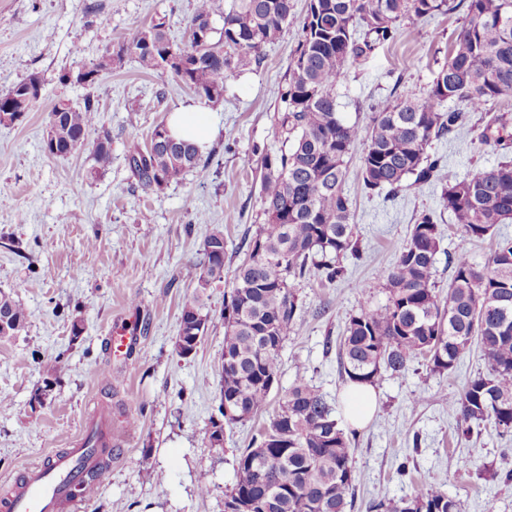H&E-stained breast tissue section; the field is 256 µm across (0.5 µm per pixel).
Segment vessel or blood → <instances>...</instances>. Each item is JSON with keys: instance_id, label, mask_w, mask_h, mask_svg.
<instances>
[{"instance_id": "b4317fda", "label": "vessel or blood", "mask_w": 512, "mask_h": 512, "mask_svg": "<svg viewBox=\"0 0 512 512\" xmlns=\"http://www.w3.org/2000/svg\"><path fill=\"white\" fill-rule=\"evenodd\" d=\"M100 449L86 447L84 439L72 440L70 448L47 454L40 463L27 468L0 512H59L72 500L70 487L95 474L104 481L109 470L103 467Z\"/></svg>"}]
</instances>
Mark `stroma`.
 I'll use <instances>...</instances> for the list:
<instances>
[{"label":"stroma","mask_w":512,"mask_h":512,"mask_svg":"<svg viewBox=\"0 0 512 512\" xmlns=\"http://www.w3.org/2000/svg\"><path fill=\"white\" fill-rule=\"evenodd\" d=\"M194 6L195 0H0V94L33 72L43 84L41 99L21 121L0 126V291L28 314L22 335L0 338V495L44 455L67 448L101 413L118 435L111 476L79 501L76 512H224L236 458L268 417L263 411L225 428L223 447L209 444L228 284L204 297L210 322L196 352L179 356L175 341L182 305L194 291L187 269L201 261L205 236L223 231L231 276L246 256V238L264 221L260 157L282 145L275 118L283 108L297 27L263 47L259 66L226 81L223 98L210 107L209 164L161 189L139 183L126 144L133 137L146 142L158 122L195 103L194 94L131 57L101 71L94 85L59 81L63 72L98 63L106 48L154 19L164 18L170 36L182 40ZM456 26L453 14L399 23L394 41L340 76L338 112L364 126L394 87L421 94ZM61 97L78 104L94 99L100 125L112 133L107 170H96L86 147L64 157L44 153L49 112ZM480 125L479 114H471L466 126L428 147V154L444 158L445 176L463 178L512 161V147L479 143ZM358 168V156H351L345 188L363 256L345 258V276L335 284L297 282L303 317L281 351L270 408L303 378L345 417L347 384L325 342L340 336L358 311V288L369 289L370 305L385 302L379 275L393 265L422 211H435L443 234L435 264L442 292L451 277L449 255L464 249L483 262L496 237L512 238L511 223L500 225L496 237L463 240L439 207V183L411 182L389 198L365 193ZM201 213L207 223H197ZM146 214L151 223H142ZM130 318L139 340L126 357L112 359L107 329ZM51 366V396L33 405V392ZM484 369L473 351L451 373L434 374L414 363L377 382V410L351 434L354 512H367L378 496L397 500L416 485L433 483L444 484L464 512H512V482L492 478L512 470V436H499L484 423L470 439H459L446 404Z\"/></svg>","instance_id":"35a3bbf8"}]
</instances>
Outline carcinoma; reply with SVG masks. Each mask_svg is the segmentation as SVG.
<instances>
[{"label": "carcinoma", "mask_w": 512, "mask_h": 512, "mask_svg": "<svg viewBox=\"0 0 512 512\" xmlns=\"http://www.w3.org/2000/svg\"><path fill=\"white\" fill-rule=\"evenodd\" d=\"M462 11L451 47L436 77L419 97L393 92L375 107L363 127L337 112L335 85L343 71L359 65L378 44L394 39L397 23L436 13ZM217 0H196L185 42L173 41L159 18L130 39L105 51L85 69L82 84L133 57L142 68L161 71L189 87L204 104L217 102L224 82L261 61L263 47L294 24L293 0H233L213 16ZM279 118L282 148L261 157L260 200L265 223L249 241L224 306V353L217 385L219 404L234 416L211 420L224 429L252 419L278 382L280 352L296 331L302 305L294 282L318 276L328 283L344 277L342 259L360 257L353 201L344 189L354 147L364 145L359 165L361 188L396 196L405 181L440 179L444 160L426 153L433 141L461 126L467 114L481 112L484 145L512 144L509 120L496 110L512 96V0H308L299 22ZM41 80L31 74L0 95V125L19 120L40 100ZM461 102L462 109L448 103ZM90 98L74 105L57 100L50 112L44 149L64 156L92 146L99 170L112 164V133L98 126ZM126 159L145 187L180 182L202 162L195 145L175 140L158 123L143 148L129 142ZM440 206L468 240L491 237L512 221V162H502L462 179L441 184ZM442 232L432 211L419 214L395 264L383 273L385 304L362 306L348 317L338 338L342 377L375 385L385 373L399 375L423 359L433 373L453 371L479 344L486 372L469 378L448 398L458 434L490 423L499 435H512V239L497 240L483 264L464 250L448 257L447 293L434 281ZM226 242L214 230L203 241V260L190 272L195 294L183 303L181 337L202 332L209 321L203 297L224 281ZM0 316L8 317L0 337L19 336L26 311L0 292ZM351 441L323 393L298 379L269 420L236 460L235 483L224 496V512H348L356 475ZM370 512H462L460 499L436 485L418 486L405 499L381 497Z\"/></svg>", "instance_id": "obj_1"}]
</instances>
